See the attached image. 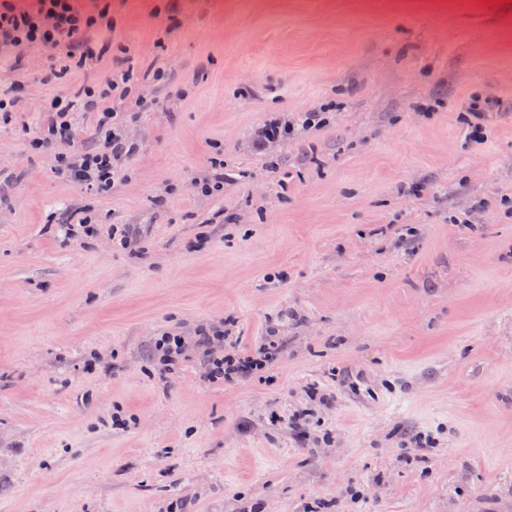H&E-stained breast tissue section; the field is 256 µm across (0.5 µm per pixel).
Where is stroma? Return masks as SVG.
Listing matches in <instances>:
<instances>
[{"mask_svg": "<svg viewBox=\"0 0 512 512\" xmlns=\"http://www.w3.org/2000/svg\"><path fill=\"white\" fill-rule=\"evenodd\" d=\"M110 14L108 54L64 79L40 48L23 70L0 55V91L26 86L0 121V512H512V4ZM121 65L157 107L99 194L28 141ZM331 101L268 172L254 130ZM217 174L223 192L193 190ZM87 214L95 236L58 235ZM227 318L244 349L276 332L281 361L211 383L191 352L160 376L154 336Z\"/></svg>", "mask_w": 512, "mask_h": 512, "instance_id": "obj_1", "label": "stroma"}]
</instances>
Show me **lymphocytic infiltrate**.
<instances>
[{"instance_id":"obj_1","label":"lymphocytic infiltrate","mask_w":512,"mask_h":512,"mask_svg":"<svg viewBox=\"0 0 512 512\" xmlns=\"http://www.w3.org/2000/svg\"><path fill=\"white\" fill-rule=\"evenodd\" d=\"M109 22L108 7L87 12L77 6L76 0H32L31 7L26 9L18 8L15 0H0V52L36 46L54 55L65 54L79 65L107 52V45L94 41L91 32ZM132 83L129 71L115 69L104 83L85 86L73 97L52 99L47 120L39 135L30 140V148L53 153L55 168L66 180L97 192L111 190L123 162L137 151L136 143L117 120L121 104L132 98ZM77 112L95 114L97 144L89 150L58 152V145L75 141L73 115ZM326 123L322 111L302 112L295 120L261 128L254 144L263 150L294 132L320 128ZM230 342L231 336L223 324L198 331L196 343L205 356L208 381L244 380L281 360L279 337H265L253 352L226 353L225 347Z\"/></svg>"}]
</instances>
